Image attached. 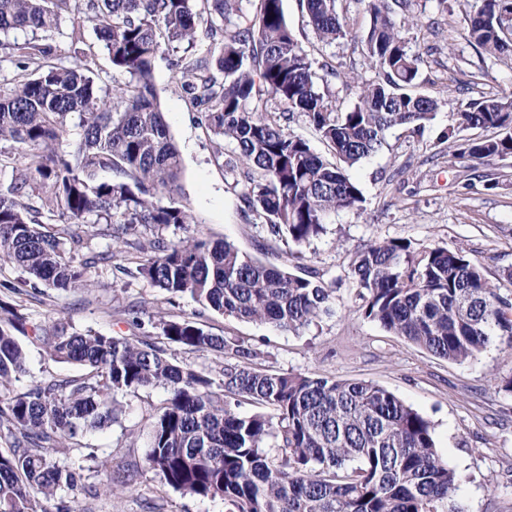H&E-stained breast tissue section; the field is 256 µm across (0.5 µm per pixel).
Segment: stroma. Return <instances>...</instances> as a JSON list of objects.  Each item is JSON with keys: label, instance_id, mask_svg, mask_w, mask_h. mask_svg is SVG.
<instances>
[{"label": "stroma", "instance_id": "35a3bbf8", "mask_svg": "<svg viewBox=\"0 0 512 512\" xmlns=\"http://www.w3.org/2000/svg\"><path fill=\"white\" fill-rule=\"evenodd\" d=\"M470 7L471 0H409L408 9L398 12L403 37L422 58L419 89L440 108L422 134L395 128L377 154L351 169L365 198L363 211L331 215L324 232L305 246L301 262L294 246L269 239L248 212L241 171L216 160L217 140L198 123L201 109L171 65L173 51L156 61L154 82L181 160L180 197L196 218L188 228L171 225L158 234L168 240L189 234L225 240L291 272L304 264L332 284L331 315L296 332L219 315L190 296L171 297L154 288L135 271L147 257L137 250L89 265L87 287L38 296L27 287L17 293L2 289V282L19 283L22 274L0 266V300L16 305L32 324L60 320L72 332L151 337L169 357L198 369L216 372L222 361L167 344L159 318H190L209 333L238 340L256 351L254 365L261 370L374 382L432 422L435 445L457 474L455 501L463 512H512V391L503 388L512 380V349L496 341L461 363L434 356L358 313L350 274L364 244L402 239L417 247L464 248L492 285L512 294V157L484 164L460 157L465 140L484 132L448 133L459 106L512 92V57L490 56L456 32ZM283 8L317 76L327 79L338 109H347L361 86L377 78L361 44L348 38L321 42L298 0H284ZM128 307L135 317L125 316ZM23 344L27 373L12 382L10 392L86 372L51 358L32 339ZM166 397L160 387L117 393V423L53 451L59 464L83 468L73 490L83 512H226L223 500L182 494L145 468L152 417Z\"/></svg>", "mask_w": 512, "mask_h": 512}]
</instances>
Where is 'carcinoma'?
<instances>
[{
	"label": "carcinoma",
	"mask_w": 512,
	"mask_h": 512,
	"mask_svg": "<svg viewBox=\"0 0 512 512\" xmlns=\"http://www.w3.org/2000/svg\"><path fill=\"white\" fill-rule=\"evenodd\" d=\"M370 17L361 37L378 78L345 112L319 84L313 61L286 21L283 0H259L243 16L241 0H0V49L15 76L0 83V143L21 159L0 183V263L25 275L33 292L87 286L84 256L93 236L118 247L125 238L196 223L175 195L181 162L171 143L154 83L163 48L183 49L175 67L204 108L201 123L233 146L246 168L244 200L269 234L302 248L326 219L364 202L349 170L374 155L396 126L421 130L437 100L417 91L421 57L395 19L406 0H360ZM320 41L351 36L336 0H299ZM70 17L71 44L94 24L112 67L129 76L111 90L96 81L91 58L55 61L52 36ZM210 35L206 46L197 32ZM512 0H473L460 35L492 56L512 53ZM275 100L277 108H268ZM297 114L319 132L336 162L285 131ZM448 135L492 129L467 144L479 161L512 156V95L458 108ZM79 138L65 150L71 128ZM122 177L114 181L110 174ZM165 192L169 204L157 201ZM56 218L43 230L41 209ZM153 256L138 274L170 295L188 294L227 317L298 330L332 311L334 289L320 280L268 265L226 241L184 237L148 241ZM358 310L386 331L448 361L463 362L495 339L512 349V298L484 277L465 250L417 249L404 240L365 245L352 270ZM161 336L191 351L231 360L217 373L178 364L153 342L56 323L42 336L54 359L91 369L87 377L37 382L0 399V512H81L58 497L81 473L49 451L117 419L113 395L162 387L145 467L185 495L221 499L230 512H461L457 478L439 454L431 422L371 381L338 380L253 367L257 353L207 333L187 318L159 320ZM24 314L0 302V385L26 373L18 334ZM259 410L236 411L241 400Z\"/></svg>",
	"instance_id": "carcinoma-1"
}]
</instances>
